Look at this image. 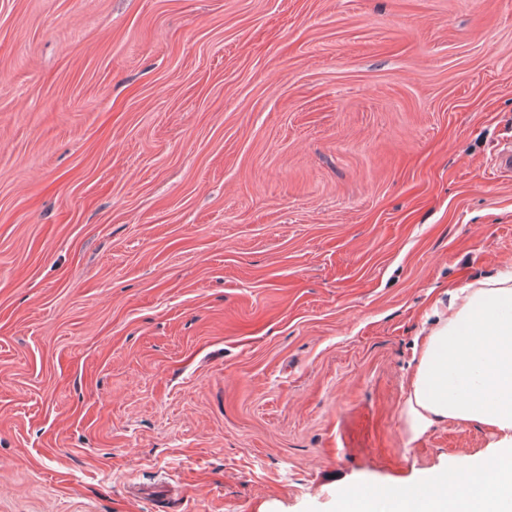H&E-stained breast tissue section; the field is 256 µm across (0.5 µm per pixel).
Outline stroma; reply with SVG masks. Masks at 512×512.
Instances as JSON below:
<instances>
[{
	"instance_id": "35a3bbf8",
	"label": "stroma",
	"mask_w": 512,
	"mask_h": 512,
	"mask_svg": "<svg viewBox=\"0 0 512 512\" xmlns=\"http://www.w3.org/2000/svg\"><path fill=\"white\" fill-rule=\"evenodd\" d=\"M512 0H0V512H339L485 452L399 412L512 263Z\"/></svg>"
}]
</instances>
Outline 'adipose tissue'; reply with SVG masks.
Segmentation results:
<instances>
[{"label": "adipose tissue", "mask_w": 512, "mask_h": 512, "mask_svg": "<svg viewBox=\"0 0 512 512\" xmlns=\"http://www.w3.org/2000/svg\"><path fill=\"white\" fill-rule=\"evenodd\" d=\"M431 315L400 411L405 432L416 439L452 420L489 427L496 440L410 485L401 512H512V269L457 289Z\"/></svg>", "instance_id": "ef3b65f1"}]
</instances>
